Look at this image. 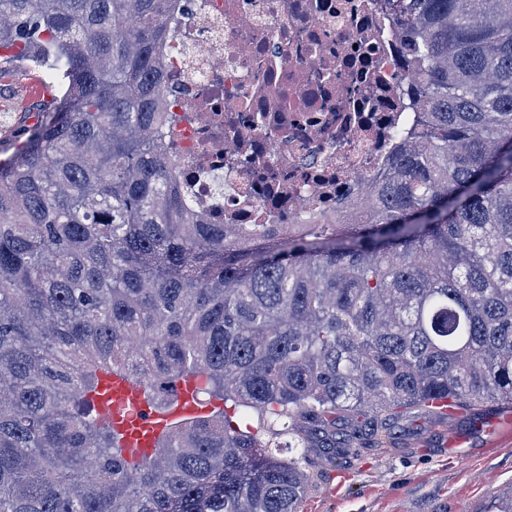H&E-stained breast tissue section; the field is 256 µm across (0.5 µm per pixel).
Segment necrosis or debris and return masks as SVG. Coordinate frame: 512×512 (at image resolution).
Masks as SVG:
<instances>
[{"label": "necrosis or debris", "mask_w": 512, "mask_h": 512, "mask_svg": "<svg viewBox=\"0 0 512 512\" xmlns=\"http://www.w3.org/2000/svg\"><path fill=\"white\" fill-rule=\"evenodd\" d=\"M168 23V146L206 222L339 215L416 124L386 0H179Z\"/></svg>", "instance_id": "4bbe7bcc"}]
</instances>
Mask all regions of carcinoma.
I'll list each match as a JSON object with an SVG mask.
<instances>
[{"instance_id": "1", "label": "carcinoma", "mask_w": 512, "mask_h": 512, "mask_svg": "<svg viewBox=\"0 0 512 512\" xmlns=\"http://www.w3.org/2000/svg\"><path fill=\"white\" fill-rule=\"evenodd\" d=\"M175 2L0 0V50L62 84L0 165V512H297L310 453L512 403V0H388L420 117L310 224L190 212L162 131ZM102 373L224 408L130 461Z\"/></svg>"}]
</instances>
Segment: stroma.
Segmentation results:
<instances>
[{"instance_id": "35a3bbf8", "label": "stroma", "mask_w": 512, "mask_h": 512, "mask_svg": "<svg viewBox=\"0 0 512 512\" xmlns=\"http://www.w3.org/2000/svg\"><path fill=\"white\" fill-rule=\"evenodd\" d=\"M51 65L0 63V126L34 125L54 86ZM382 447L355 446L343 460H314L300 512H487L512 490V405L471 413L415 411L388 422Z\"/></svg>"}]
</instances>
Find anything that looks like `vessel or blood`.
Instances as JSON below:
<instances>
[{"label": "vessel or blood", "instance_id": "vessel-or-blood-1", "mask_svg": "<svg viewBox=\"0 0 512 512\" xmlns=\"http://www.w3.org/2000/svg\"><path fill=\"white\" fill-rule=\"evenodd\" d=\"M96 403L123 435L127 454L135 457L151 453L157 439L174 420L210 411L208 404L183 388L165 410H156L148 404L141 389L116 375L103 376Z\"/></svg>", "mask_w": 512, "mask_h": 512}]
</instances>
